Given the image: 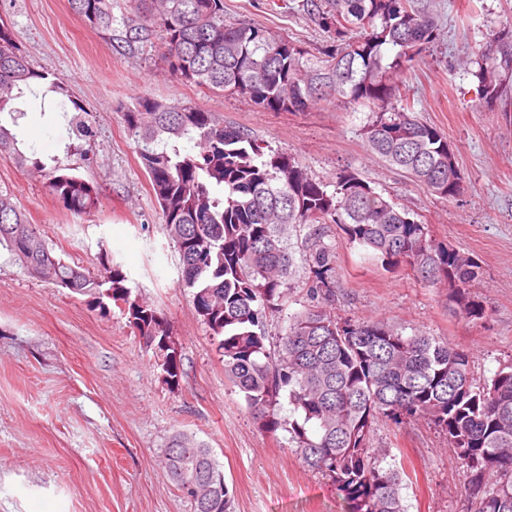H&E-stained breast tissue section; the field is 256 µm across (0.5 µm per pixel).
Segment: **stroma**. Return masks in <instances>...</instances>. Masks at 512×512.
Returning a JSON list of instances; mask_svg holds the SVG:
<instances>
[{"label": "stroma", "mask_w": 512, "mask_h": 512, "mask_svg": "<svg viewBox=\"0 0 512 512\" xmlns=\"http://www.w3.org/2000/svg\"><path fill=\"white\" fill-rule=\"evenodd\" d=\"M282 0H224L230 21L279 33L301 48L330 47L328 33ZM443 22L439 40L400 74L397 86L418 116L456 147L465 191L445 201L373 157L359 134L368 111L320 102L302 112H269L172 78L159 48L127 55L109 48L67 0H0V18L38 69L67 82L69 100L91 116L80 137L49 119L53 97L18 100V134L39 155L61 158L99 188L93 213L64 208L42 178L0 159L10 191L54 253L86 267L108 256L134 296L166 318L183 376L169 390L151 349L118 309L26 274L0 254V512H194L170 481L161 450L172 434L213 448L234 495V512H346L335 487L303 467L288 434L261 432L180 282L179 254L162 229L149 179L119 104L136 98L191 103L225 125L334 179L346 167L427 224L433 238L473 256L472 287L485 309L470 321L448 308V290L401 266L384 270L347 243L336 226L339 321L382 319L405 334L423 331L469 351L478 381L512 364V92L489 100L463 63L492 33L512 24V0H422ZM371 445L406 475L407 512H470L463 468L426 420L379 422Z\"/></svg>", "instance_id": "obj_1"}]
</instances>
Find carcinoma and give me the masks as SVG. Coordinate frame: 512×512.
<instances>
[{
  "label": "carcinoma",
  "instance_id": "carcinoma-1",
  "mask_svg": "<svg viewBox=\"0 0 512 512\" xmlns=\"http://www.w3.org/2000/svg\"><path fill=\"white\" fill-rule=\"evenodd\" d=\"M69 5L125 53L158 43L172 77L214 94L242 96L270 112L304 111L327 97L367 107L360 135L371 154L441 199L465 190L448 137L409 103L392 105L398 91L392 73L440 35V16L417 9L414 0H301L298 11L332 39L317 55L260 26L226 21L224 0H128L118 15V0ZM468 65L483 96L502 95L512 77V29L493 34ZM38 81L44 97L67 93L62 78L34 68L0 19V158L43 178L69 210L89 214L99 203L96 185L22 150L14 132L25 116L14 102ZM120 109L179 253L182 286L216 341L225 382L243 396L258 427L288 432L297 459L336 487L349 512H405L403 472L381 465L384 451L370 447V437L383 418H426L463 466L471 512H512V365L480 383L469 352L440 337L405 335L385 321L337 320L336 246L324 237L334 224L383 269L407 266L445 285L449 307L471 321L484 317L470 291L479 263L433 239L426 225L350 167L324 182L300 160L197 106L140 96ZM184 142L198 152H183ZM0 247L36 278L100 308L111 300L159 353L164 383L179 387L182 360L177 348L164 345L169 334L157 309L131 295L119 267L102 263L103 278L54 256L2 189ZM297 252L307 270L306 305L286 317L273 360L265 323L288 302ZM283 392L291 406L286 417ZM162 458L178 491L193 483L194 512H231L232 493L220 483L224 471L211 449L177 433Z\"/></svg>",
  "mask_w": 512,
  "mask_h": 512
}]
</instances>
